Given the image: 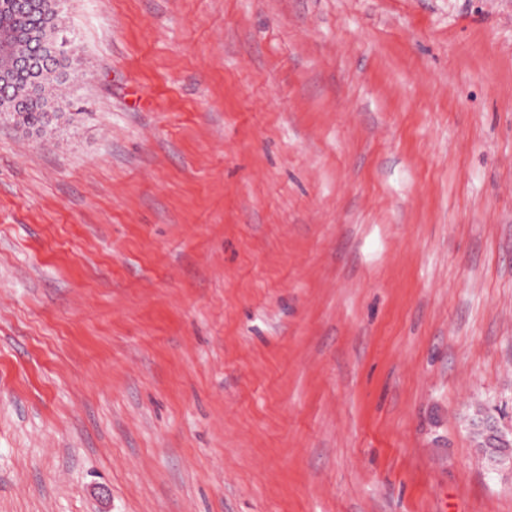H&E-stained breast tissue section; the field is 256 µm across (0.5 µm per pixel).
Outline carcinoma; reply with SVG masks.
I'll use <instances>...</instances> for the list:
<instances>
[{"label":"carcinoma","mask_w":512,"mask_h":512,"mask_svg":"<svg viewBox=\"0 0 512 512\" xmlns=\"http://www.w3.org/2000/svg\"><path fill=\"white\" fill-rule=\"evenodd\" d=\"M60 0H0V50L19 55L33 52L30 34L38 29L47 35H64V57L42 72L38 88L18 80L0 96V121L37 138L57 130L72 113L73 103L63 90L80 78L74 42L58 10Z\"/></svg>","instance_id":"1"}]
</instances>
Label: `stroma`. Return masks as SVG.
Masks as SVG:
<instances>
[{"instance_id": "stroma-1", "label": "stroma", "mask_w": 512, "mask_h": 512, "mask_svg": "<svg viewBox=\"0 0 512 512\" xmlns=\"http://www.w3.org/2000/svg\"><path fill=\"white\" fill-rule=\"evenodd\" d=\"M0 125V512H512V0H68ZM60 1L63 0H0L1 54L7 50L19 54L1 66L0 77L27 71L36 78L33 63L21 55L34 51L29 37L37 29L49 36L66 35L68 39L64 57L43 70L35 91L25 81L18 80L8 88L5 97L0 94V121L37 138L57 131L62 123L70 121L71 115L81 113L79 108L71 112L73 103L62 93L79 80L80 73L71 33L63 23L62 10H58ZM10 97L28 102L23 109L11 111L7 102ZM470 429L474 435H483L484 438H498L499 444L493 448L488 440H484L480 437L479 444L482 450L489 448L487 451V460L494 467L508 466L512 469V452H511V440L506 441L502 437L501 430L498 425V421L495 417H492L489 413H484L476 420L470 422Z\"/></svg>"}]
</instances>
